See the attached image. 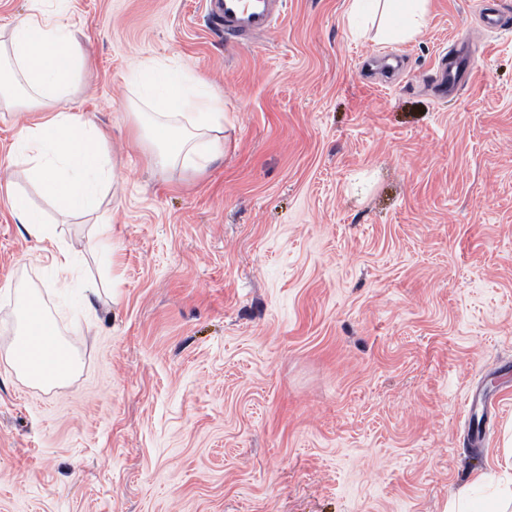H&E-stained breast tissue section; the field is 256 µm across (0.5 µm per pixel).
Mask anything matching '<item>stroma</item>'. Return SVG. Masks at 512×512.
I'll list each match as a JSON object with an SVG mask.
<instances>
[{"label": "stroma", "instance_id": "obj_1", "mask_svg": "<svg viewBox=\"0 0 512 512\" xmlns=\"http://www.w3.org/2000/svg\"><path fill=\"white\" fill-rule=\"evenodd\" d=\"M348 0H288L224 39L203 0H69L77 105L119 161L66 216L0 189V332L40 289L82 374L45 392L0 353V512H445L512 439V0H430L409 41ZM505 21L488 31L484 12ZM465 51L453 96L433 82ZM188 63L224 107L205 170L150 166L126 77ZM9 199L13 217L17 224H22L28 235L38 241L52 240L51 230L42 212L34 208L25 195L14 192Z\"/></svg>", "mask_w": 512, "mask_h": 512}]
</instances>
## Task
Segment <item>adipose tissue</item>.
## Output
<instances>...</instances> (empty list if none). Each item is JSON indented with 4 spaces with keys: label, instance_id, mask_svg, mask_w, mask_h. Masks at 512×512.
Wrapping results in <instances>:
<instances>
[{
    "label": "adipose tissue",
    "instance_id": "adipose-tissue-1",
    "mask_svg": "<svg viewBox=\"0 0 512 512\" xmlns=\"http://www.w3.org/2000/svg\"><path fill=\"white\" fill-rule=\"evenodd\" d=\"M429 0H350L347 19L352 34L376 13L392 18L382 32L391 40L420 34ZM89 56L76 39L63 11L39 6L0 25V109L31 112L11 146L10 178L25 167L42 195L61 212H98L114 183L111 154L98 150L102 131L75 107L77 81ZM136 89L132 109L161 137L166 148L148 158L165 167L173 161L202 170L223 147L224 108L204 79L186 70L165 71L152 58L141 60L131 74ZM18 328L0 342L15 375L27 384L50 390L77 376L82 364L39 303L33 288L21 289Z\"/></svg>",
    "mask_w": 512,
    "mask_h": 512
}]
</instances>
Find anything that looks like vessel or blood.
Returning a JSON list of instances; mask_svg holds the SVG:
<instances>
[{"instance_id":"vessel-or-blood-1","label":"vessel or blood","mask_w":512,"mask_h":512,"mask_svg":"<svg viewBox=\"0 0 512 512\" xmlns=\"http://www.w3.org/2000/svg\"><path fill=\"white\" fill-rule=\"evenodd\" d=\"M209 15L225 39L247 41L272 32L287 0H207Z\"/></svg>"}]
</instances>
